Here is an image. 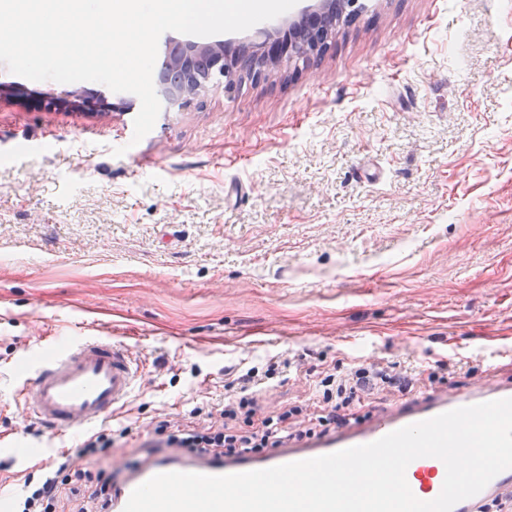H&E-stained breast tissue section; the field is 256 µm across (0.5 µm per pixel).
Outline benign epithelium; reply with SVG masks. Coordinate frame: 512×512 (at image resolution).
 Segmentation results:
<instances>
[{
    "instance_id": "1",
    "label": "benign epithelium",
    "mask_w": 512,
    "mask_h": 512,
    "mask_svg": "<svg viewBox=\"0 0 512 512\" xmlns=\"http://www.w3.org/2000/svg\"><path fill=\"white\" fill-rule=\"evenodd\" d=\"M338 0H307L300 13L285 23L262 29L257 32V42L241 43L232 47L222 40L199 42L193 39L176 41L171 38L163 43L164 65L180 75V83L175 88L159 92L163 111L180 110L189 107L209 87L206 79L199 78L194 72V63L201 57H209L214 72L235 79L230 72V62L238 56H248L262 65V71L279 66L283 61L300 59L311 54L310 44L302 40L300 31L308 27L310 20L329 21L336 13ZM26 100L30 97L28 89L20 84H0V98ZM39 103L48 108L61 106L81 112H112L116 109L128 110L132 103L112 101V97L102 91L75 89L65 92L62 97L45 95Z\"/></svg>"
}]
</instances>
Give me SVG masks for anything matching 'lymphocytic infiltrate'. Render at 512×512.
Wrapping results in <instances>:
<instances>
[{
	"instance_id": "lymphocytic-infiltrate-1",
	"label": "lymphocytic infiltrate",
	"mask_w": 512,
	"mask_h": 512,
	"mask_svg": "<svg viewBox=\"0 0 512 512\" xmlns=\"http://www.w3.org/2000/svg\"><path fill=\"white\" fill-rule=\"evenodd\" d=\"M290 359L272 357L266 371L248 369L225 387L221 407L211 408L207 427L172 428L161 420L154 426L161 450L188 452L214 459L241 455H262L280 447L285 440H298L330 432L355 422L357 407L365 396L406 392L418 374L413 367L398 362H375L342 369L340 364L325 365L318 371L322 391L320 412L310 415L306 409L292 407L274 415L265 414L262 395L268 379L291 367ZM109 445L104 434L91 435L77 454L63 451L46 467L40 484L16 503V512H106L113 486L90 470L80 471L79 482H71L69 471L76 458L96 456Z\"/></svg>"
}]
</instances>
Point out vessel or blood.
Instances as JSON below:
<instances>
[{
	"instance_id": "b4317fda",
	"label": "vessel or blood",
	"mask_w": 512,
	"mask_h": 512,
	"mask_svg": "<svg viewBox=\"0 0 512 512\" xmlns=\"http://www.w3.org/2000/svg\"><path fill=\"white\" fill-rule=\"evenodd\" d=\"M136 377L137 369L125 344L109 336H85L52 350L32 367L25 379L29 392L24 395L23 403L51 430L75 431L103 421L124 405ZM502 398H512V385L491 381L449 398L442 395L422 398L411 407L387 411L369 423L354 424L317 439L297 441L271 455L231 457L220 464L158 463L113 489L112 512H123L132 491L157 474L179 471L228 475L266 469L367 444L449 410ZM445 473L440 459L421 457L409 464L406 479L418 499L430 501L440 494ZM504 497L512 498V469L499 473L477 495L458 502L453 512H479L484 504Z\"/></svg>"
}]
</instances>
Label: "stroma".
<instances>
[{"label":"stroma","instance_id":"obj_1","mask_svg":"<svg viewBox=\"0 0 512 512\" xmlns=\"http://www.w3.org/2000/svg\"><path fill=\"white\" fill-rule=\"evenodd\" d=\"M135 116L0 99V498L96 432L125 480L155 422L274 356L449 363L372 416L512 379V0H366L320 58L216 77L137 143ZM83 335L127 345L137 383L57 434L25 367ZM316 383L275 375L265 413Z\"/></svg>","mask_w":512,"mask_h":512}]
</instances>
